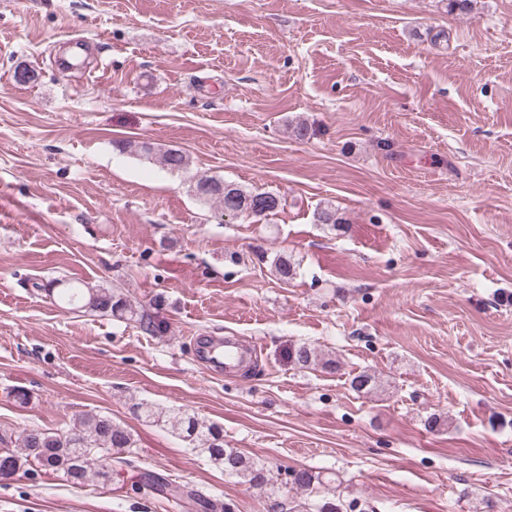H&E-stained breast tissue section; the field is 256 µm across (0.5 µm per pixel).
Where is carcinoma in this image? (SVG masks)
<instances>
[{"instance_id":"1","label":"carcinoma","mask_w":512,"mask_h":512,"mask_svg":"<svg viewBox=\"0 0 512 512\" xmlns=\"http://www.w3.org/2000/svg\"><path fill=\"white\" fill-rule=\"evenodd\" d=\"M160 164L171 172L188 168L189 156L180 149H167L159 153ZM195 195L204 204L217 206V213L224 217L269 218L278 213L282 199L271 192H249L240 186L214 178H199L195 183ZM317 224L332 227L343 224L336 209L324 207L314 213ZM279 280L286 283L293 278L295 269L286 255L274 259ZM32 287L44 293L58 306L73 309L85 308L90 311L111 313L117 317H128L139 322L146 331L158 335L165 332L163 322L149 315L140 314L125 297L104 288H92L79 281L52 280L46 283L34 282ZM296 362L303 367H320L335 371L339 364L334 359L321 357L316 349L305 344L294 350ZM354 390L369 394L377 389L375 375L362 371L351 378ZM135 412L145 422L166 419L173 432L186 444L208 452L210 458L224 467V474L237 478L253 488L263 489L269 484L268 470L235 448L224 447V429L216 422L201 419L187 411H173L168 415L159 412L152 404H136ZM134 440L130 431L112 421V417L97 413H83L78 424L52 432L39 427L26 430L19 437V450L0 448V480H6L27 466H35L44 473L60 476L74 485H83L90 478L104 481L111 478L108 459L112 453H131ZM291 484L296 492L304 494L313 491L316 485H325L329 480L321 471L302 468L293 471ZM343 504L324 502L313 503L307 499L274 503L272 512H342Z\"/></svg>"}]
</instances>
